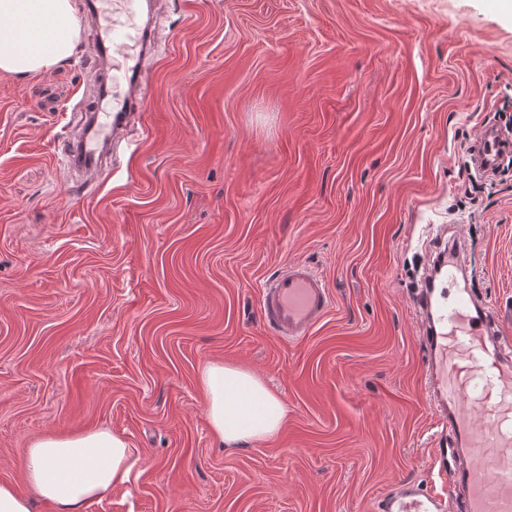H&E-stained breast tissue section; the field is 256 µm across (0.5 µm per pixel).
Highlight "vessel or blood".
Returning <instances> with one entry per match:
<instances>
[{
    "label": "vessel or blood",
    "instance_id": "obj_1",
    "mask_svg": "<svg viewBox=\"0 0 512 512\" xmlns=\"http://www.w3.org/2000/svg\"><path fill=\"white\" fill-rule=\"evenodd\" d=\"M128 93L116 103L111 125L92 120L77 145L61 144L65 160L93 179L99 147L122 141L146 107L148 81L126 70ZM464 265L453 255L444 279L414 292L421 328L427 396L437 414L439 440L431 451L429 483L401 481L376 498L371 512H512V338L491 328L512 317L492 311L458 287ZM335 298L308 263L282 265L260 290L262 326L286 343L311 335Z\"/></svg>",
    "mask_w": 512,
    "mask_h": 512
}]
</instances>
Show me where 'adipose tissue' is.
Masks as SVG:
<instances>
[{
	"label": "adipose tissue",
	"mask_w": 512,
	"mask_h": 512,
	"mask_svg": "<svg viewBox=\"0 0 512 512\" xmlns=\"http://www.w3.org/2000/svg\"><path fill=\"white\" fill-rule=\"evenodd\" d=\"M78 34L71 0H0V73L52 71L73 56ZM199 385L211 434L223 446L267 440L287 419L284 401L241 367L208 364ZM135 464L127 440L112 430L47 434L31 444L25 478L51 499L56 512H84L90 501L126 482Z\"/></svg>",
	"instance_id": "ef3b65f1"
}]
</instances>
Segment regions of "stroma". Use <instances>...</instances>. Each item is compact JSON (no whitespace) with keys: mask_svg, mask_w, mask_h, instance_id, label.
<instances>
[{"mask_svg":"<svg viewBox=\"0 0 512 512\" xmlns=\"http://www.w3.org/2000/svg\"><path fill=\"white\" fill-rule=\"evenodd\" d=\"M150 102L92 195L78 136L95 46L0 74V482L27 492L48 432L107 428L139 459L85 512H368L430 477L411 292L436 239L463 287L512 309V176L471 201L460 169L512 116V0H165ZM302 260L334 308L296 345L259 293ZM260 375L288 407L225 448L198 378Z\"/></svg>","mask_w":512,"mask_h":512,"instance_id":"35a3bbf8","label":"stroma"}]
</instances>
